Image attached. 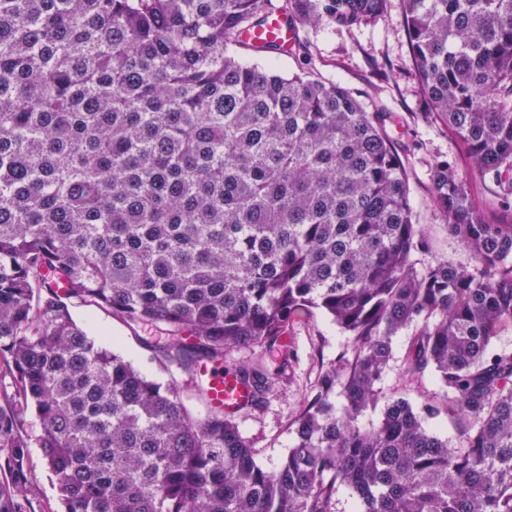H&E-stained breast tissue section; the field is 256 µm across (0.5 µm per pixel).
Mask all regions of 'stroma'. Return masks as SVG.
Wrapping results in <instances>:
<instances>
[{"mask_svg": "<svg viewBox=\"0 0 512 512\" xmlns=\"http://www.w3.org/2000/svg\"><path fill=\"white\" fill-rule=\"evenodd\" d=\"M408 42L403 2L388 0L386 12L371 24L301 29L294 54L258 58L239 46L234 52L244 62L258 61L286 75L308 72L335 82L358 96L367 111L385 113L386 130L408 174L412 207L430 244L429 251L417 254L418 266L438 258L466 265L471 261L469 253L444 224L433 202L431 166L440 160L451 162L465 178L472 202L486 221L508 224L512 213L501 207L497 191L479 178L455 134L443 123L427 118L426 96L413 75ZM71 312L89 337L122 355L149 379L163 384L177 381L188 410L197 417L206 414V401L195 382L188 375L171 374L157 358L151 342L153 328L128 323L91 305H74ZM416 332L411 325L394 336L393 358L379 384L382 399L359 415L360 428L378 423L386 400L404 397L419 404L439 393L434 374L413 381L402 374L401 364ZM285 336L290 353L287 379L276 381L263 403L245 407L233 417L257 463L268 470L278 468L292 447V424L313 392L323 365L347 350L351 342L350 336L317 309L290 319ZM20 420L30 441L25 451L26 512H60L56 484L36 443L40 423L30 412Z\"/></svg>", "mask_w": 512, "mask_h": 512, "instance_id": "stroma-1", "label": "stroma"}]
</instances>
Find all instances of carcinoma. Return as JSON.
Listing matches in <instances>:
<instances>
[{"label": "carcinoma", "mask_w": 512, "mask_h": 512, "mask_svg": "<svg viewBox=\"0 0 512 512\" xmlns=\"http://www.w3.org/2000/svg\"><path fill=\"white\" fill-rule=\"evenodd\" d=\"M388 0H0V512H22L31 407L63 512H512V224L476 210L447 161L433 198L471 254L419 271L428 243L385 131L350 91L240 61L281 12L352 28ZM427 116L512 208V0H403ZM97 304L164 331L166 367L233 374L263 401L289 319L323 310L349 336L294 421L275 471L224 412L186 408L73 319ZM442 392L381 398L392 338ZM345 415L336 414V387ZM445 416L454 446L427 422Z\"/></svg>", "instance_id": "cac0c4a2"}]
</instances>
